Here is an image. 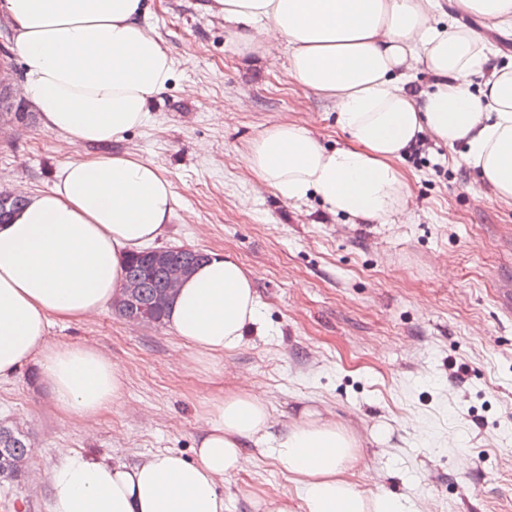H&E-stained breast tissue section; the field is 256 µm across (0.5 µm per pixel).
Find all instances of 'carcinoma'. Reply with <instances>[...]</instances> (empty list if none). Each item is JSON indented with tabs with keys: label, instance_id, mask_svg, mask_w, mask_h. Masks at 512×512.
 Returning a JSON list of instances; mask_svg holds the SVG:
<instances>
[{
	"label": "carcinoma",
	"instance_id": "carcinoma-1",
	"mask_svg": "<svg viewBox=\"0 0 512 512\" xmlns=\"http://www.w3.org/2000/svg\"><path fill=\"white\" fill-rule=\"evenodd\" d=\"M125 282L138 285V296L141 307L127 308L122 298H117L115 308L123 318L144 320L152 326L165 323L170 304H158V298L169 292L170 286L167 276L160 270L151 267L148 251L132 254L125 266ZM28 456V444L19 432L0 426V477L15 479L21 475L19 462Z\"/></svg>",
	"mask_w": 512,
	"mask_h": 512
}]
</instances>
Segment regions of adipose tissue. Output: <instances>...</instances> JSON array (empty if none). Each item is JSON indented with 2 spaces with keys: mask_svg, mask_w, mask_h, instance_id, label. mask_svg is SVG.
Instances as JSON below:
<instances>
[{
  "mask_svg": "<svg viewBox=\"0 0 512 512\" xmlns=\"http://www.w3.org/2000/svg\"><path fill=\"white\" fill-rule=\"evenodd\" d=\"M206 9L241 50H287L292 80L333 99L349 136L328 149L283 121L254 138L242 161L283 200L313 195L330 214L395 223L411 198L399 163L430 136L463 145L481 184L512 204V63L498 64L458 22L476 16L512 33V0H208ZM149 12L146 0H0L18 84L45 129L73 145H105L148 122L175 73ZM417 65L431 79L420 89ZM176 205L160 168L130 153L66 161L50 191L30 194L0 225V381L34 360L62 415L91 419L119 404L121 367L92 345L51 343L48 329L108 307L126 257L164 234ZM258 320L250 275L224 255L193 271L167 317L200 363L239 347ZM202 423L191 461L171 450L134 464L64 452L34 475L48 487V512H224L220 484L243 469L248 444L270 439L302 512H405L391 494L358 486V439L317 409L303 408L276 437L264 396L242 390L210 403Z\"/></svg>",
  "mask_w": 512,
  "mask_h": 512,
  "instance_id": "1",
  "label": "adipose tissue"
}]
</instances>
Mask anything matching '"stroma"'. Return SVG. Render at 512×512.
<instances>
[{
	"instance_id": "35a3bbf8",
	"label": "stroma",
	"mask_w": 512,
	"mask_h": 512,
	"mask_svg": "<svg viewBox=\"0 0 512 512\" xmlns=\"http://www.w3.org/2000/svg\"><path fill=\"white\" fill-rule=\"evenodd\" d=\"M204 0H152L148 22L177 61L149 122L107 145L155 162L177 197L157 247L223 253L250 273L260 317L242 344L196 366L169 326L114 309L54 322V343L87 341L119 363L120 403L85 423L53 405L37 363L0 383V424L29 440L27 470H51L64 450L133 464L175 450L193 458L208 404L242 387L265 397L283 432L299 407L354 432L363 489L411 512H512V206L474 194L459 148L432 143L403 159L411 213L398 224H354L317 197L288 202L242 162L268 126L295 121L326 147L346 144L331 100L299 87L286 53H239ZM25 121L0 119V190L52 187L79 147L45 130L22 95ZM466 365L463 381L451 365ZM390 441L372 442L379 422ZM228 512H265L295 486L271 450L225 480ZM0 512H48L45 486L0 481Z\"/></svg>"
}]
</instances>
